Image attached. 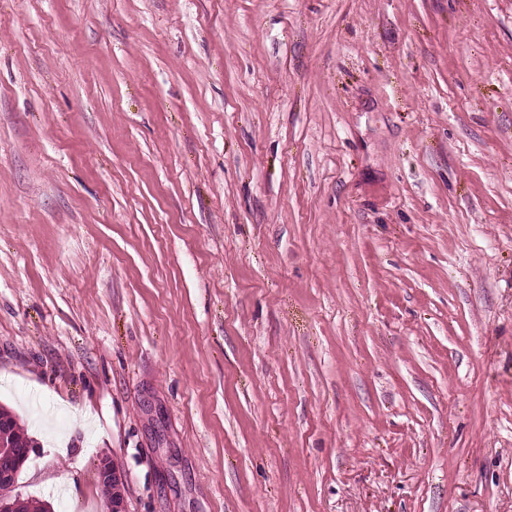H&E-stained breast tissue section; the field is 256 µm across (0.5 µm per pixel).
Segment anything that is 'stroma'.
Segmentation results:
<instances>
[{
  "label": "stroma",
  "instance_id": "stroma-1",
  "mask_svg": "<svg viewBox=\"0 0 512 512\" xmlns=\"http://www.w3.org/2000/svg\"><path fill=\"white\" fill-rule=\"evenodd\" d=\"M18 491L512 512V0H0ZM98 475L102 482L111 483L115 486L112 499L107 503V510L109 512H126V497L129 487L124 476L107 458L99 460Z\"/></svg>",
  "mask_w": 512,
  "mask_h": 512
}]
</instances>
